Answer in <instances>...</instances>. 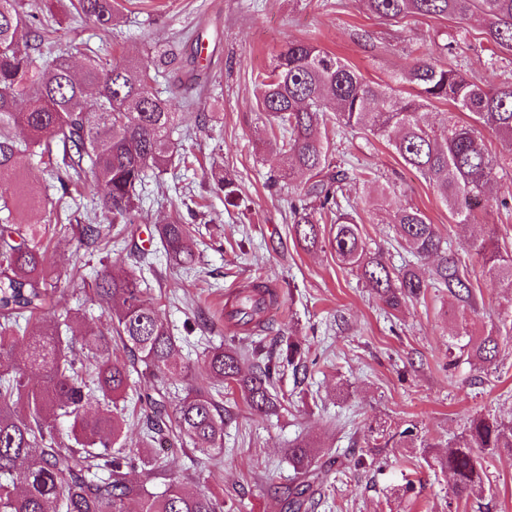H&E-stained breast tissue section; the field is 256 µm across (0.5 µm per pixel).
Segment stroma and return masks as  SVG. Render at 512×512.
Returning a JSON list of instances; mask_svg holds the SVG:
<instances>
[{"label": "stroma", "instance_id": "1", "mask_svg": "<svg viewBox=\"0 0 512 512\" xmlns=\"http://www.w3.org/2000/svg\"><path fill=\"white\" fill-rule=\"evenodd\" d=\"M117 2L123 14L117 27L105 32L88 18L76 29L65 23L57 34L60 46L77 37L102 58L122 55L149 65L168 50L186 68L198 42H205L208 60L199 83L183 89L202 100L172 134L189 164L151 183L126 248L92 251L79 245L75 230L55 233L47 257L68 307L92 327H105L107 314L92 300L94 278L106 266L132 272L128 251L147 248L153 256L141 272V286L168 323L183 363L196 365L204 349L226 343L232 334L226 299L260 281L278 292L279 303L268 324L241 334L240 346L261 340L280 349L289 339L307 354L304 382H295L289 371L278 379L282 401L276 414L234 406L224 425V447L213 459L171 435L151 448V457L164 463L155 490L179 481L206 487L231 512H285L283 492L300 480L289 450L305 439L320 448L331 471L302 512H448V475L437 457L476 415L512 421V335L501 336L491 366L475 367L462 354L456 365L447 363L458 333L478 336L512 322V294L485 277L469 248L471 240L488 237L512 251V209L496 204L512 193V145L484 132L488 149L511 166L492 183V202L476 210L470 223L459 224L429 182L378 137L363 130L331 136L332 161L349 173L346 194L369 248L395 267L410 260L390 215L402 204L420 208L437 224L473 290L468 306L447 289L431 288L424 300L387 313L374 289L342 265L330 246L308 252L295 238L289 204L306 178L279 164V143L260 108L259 82L273 56L299 40L313 41L366 80L396 85L405 96L414 89L396 84V77L459 30H466L467 43L462 54L446 60L485 85L512 80V56L493 60L478 15L395 23L370 16L362 0ZM215 164L234 178L240 206L212 192L205 171ZM272 173L279 177L274 189L268 186ZM173 214L194 228L196 264L187 273L170 265L152 235ZM408 427L413 436H404ZM381 432L390 437L388 447L376 445ZM361 456L378 463L356 466ZM490 482V489L461 501L459 512H512V448L497 450Z\"/></svg>", "mask_w": 512, "mask_h": 512}]
</instances>
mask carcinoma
<instances>
[{"label": "carcinoma", "mask_w": 512, "mask_h": 512, "mask_svg": "<svg viewBox=\"0 0 512 512\" xmlns=\"http://www.w3.org/2000/svg\"><path fill=\"white\" fill-rule=\"evenodd\" d=\"M375 17L397 21L411 16L465 20L479 11L496 50L512 55V0H365ZM73 13L110 29L119 19L114 0H70ZM36 0H0V184L16 187L13 198L0 200V212L11 207L31 215L46 210L49 199L41 188L23 179L18 160L40 157L46 175L58 184L61 196L82 195L87 174L101 190L100 209L111 224H79V242L106 248L111 232L124 235L143 202L148 173L175 164L170 135L178 109L190 110L193 99L176 102L154 84L160 68L135 60L103 61L87 55L76 73L70 58L82 54L73 39L55 51L52 20H45ZM413 86L405 97L389 86L366 80L340 58L309 41L285 45L261 80L260 105L271 129L278 131L280 155L289 171L305 172L308 185L291 204L293 232L307 249L320 243L316 214L330 219L328 242L336 258L375 288L384 308L396 310L407 300L425 298L429 285L448 289L461 302L473 295L463 270L444 247L437 225L420 209L398 207L390 219L416 258L432 262L427 283L410 264L394 271L384 256L368 250L357 217L342 210L338 193L347 175L332 166L326 113H336L338 127L367 130L383 139L405 165L418 171L434 188L456 222L467 224L486 201L498 161L489 151L481 128L489 127L512 143V82L487 88L459 68L443 63L432 51L398 79ZM95 101L88 104V91ZM446 102L469 117L450 113L443 125L426 126L422 109ZM213 189L224 200H239L235 182L224 170L210 171ZM50 225L0 224V512H128L135 499L139 512H224V503L204 490L188 491L173 481L157 493L150 485L152 470L136 484L128 476L150 463L147 452L131 454L118 444L127 427L117 402L130 389L131 369L155 380L140 396L146 415L143 447L170 433L204 456L224 447V423L229 410L208 394L189 392L168 411L164 385L188 375L178 363L177 344L169 326L146 298L137 279L105 270L92 288L94 299L106 306L108 323L89 330L71 313L46 266ZM163 247L177 266L195 260V239L181 216L157 228ZM471 248L490 280L512 294V252L486 240ZM278 301L269 288L255 284L235 295L227 316L248 330L265 321ZM53 309L57 318L42 315ZM117 344L133 356L126 362L114 355ZM464 347L483 365L499 356L498 335L468 339ZM251 371L242 373V365ZM294 372L305 368L300 347L286 342L278 358L260 345L243 352L230 343L210 351L201 372L224 382L251 410L268 414L281 406L274 374L281 366ZM104 406L88 411L90 400ZM70 419L75 446L61 448L52 437L55 422ZM499 448H512V423L479 414L465 432L448 445L438 460L448 473V507L490 483L489 461ZM301 480L288 489V512H301L306 500L323 484L315 459L318 449L295 442L289 449Z\"/></svg>", "instance_id": "cac0c4a2"}]
</instances>
